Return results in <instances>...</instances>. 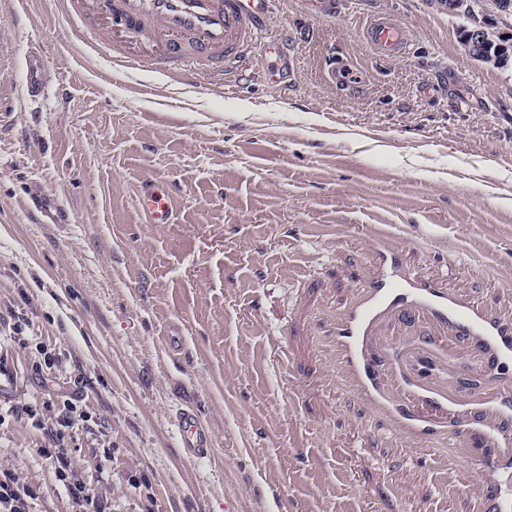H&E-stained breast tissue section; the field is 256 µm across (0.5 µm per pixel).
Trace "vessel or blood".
<instances>
[{
  "label": "vessel or blood",
  "mask_w": 512,
  "mask_h": 512,
  "mask_svg": "<svg viewBox=\"0 0 512 512\" xmlns=\"http://www.w3.org/2000/svg\"><path fill=\"white\" fill-rule=\"evenodd\" d=\"M102 21L89 36L94 47L110 46L113 68L132 73L165 71L177 82L187 80L197 66L212 67L217 75L250 65L257 39L273 10L274 0H96ZM365 39L378 54L403 53L407 31L391 14H373ZM27 95L39 96L44 88V61L31 54L24 59ZM173 185L145 181L138 206L146 223L173 221ZM30 209L51 224L67 223L69 213L55 198L37 194ZM385 314L405 319L428 315L447 323L462 336L479 339L484 352L493 357L512 356V315L490 314L477 305H462L432 284L382 279L361 290L355 304L336 322L333 341L347 376L371 401L383 395L382 373L368 352V338L377 320ZM476 423L494 433L512 424V414L500 408L481 409ZM180 446L185 455L204 457L211 451V438L198 411L180 409L177 416Z\"/></svg>",
  "instance_id": "1"
}]
</instances>
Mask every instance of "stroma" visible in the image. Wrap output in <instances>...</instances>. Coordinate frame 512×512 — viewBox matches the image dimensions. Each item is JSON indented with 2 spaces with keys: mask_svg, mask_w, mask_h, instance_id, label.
<instances>
[{
  "mask_svg": "<svg viewBox=\"0 0 512 512\" xmlns=\"http://www.w3.org/2000/svg\"><path fill=\"white\" fill-rule=\"evenodd\" d=\"M377 11L409 33L376 54ZM464 18L437 0H276L274 56L222 84L114 71L73 38L57 0H0V473L31 512H76L44 453L66 404L68 443L98 512H497L512 500V428L488 454L447 432L416 435L350 384L330 336L397 247L400 273L462 304L512 312V65L464 52ZM45 89L23 85L29 50ZM338 53L347 87L328 73ZM176 185L171 224L146 223L140 186ZM57 198L66 224L27 210ZM448 340L433 393L452 414L512 393L475 341L428 317L385 315L369 349L385 389L423 339ZM56 356L44 364V352ZM50 401L38 420L26 405ZM212 439L185 458L179 408Z\"/></svg>",
  "mask_w": 512,
  "mask_h": 512,
  "instance_id": "1",
  "label": "stroma"
}]
</instances>
